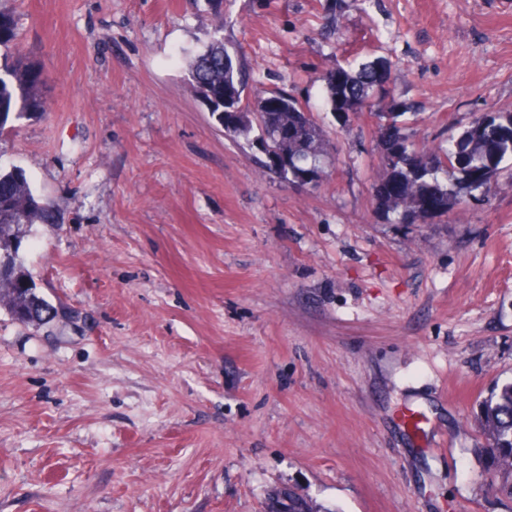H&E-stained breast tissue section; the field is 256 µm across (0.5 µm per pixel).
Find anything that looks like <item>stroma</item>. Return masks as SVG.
Instances as JSON below:
<instances>
[{"instance_id":"stroma-1","label":"stroma","mask_w":512,"mask_h":512,"mask_svg":"<svg viewBox=\"0 0 512 512\" xmlns=\"http://www.w3.org/2000/svg\"><path fill=\"white\" fill-rule=\"evenodd\" d=\"M48 112L0 136L56 223L21 248L64 314L0 312V512H512L477 416L512 378V170L388 223L368 113L315 76L383 59L412 140L512 111V0H224L255 94L310 103L317 185L217 131L187 85L203 0H0ZM427 423L417 436L402 413ZM288 487V500L284 504L281 498L282 489ZM262 505L272 509L287 507L288 512H341L338 508L317 503L308 495L301 493L293 485L282 486L271 490L265 497Z\"/></svg>"}]
</instances>
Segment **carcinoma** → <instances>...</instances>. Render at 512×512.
I'll return each instance as SVG.
<instances>
[{"label": "carcinoma", "mask_w": 512, "mask_h": 512, "mask_svg": "<svg viewBox=\"0 0 512 512\" xmlns=\"http://www.w3.org/2000/svg\"><path fill=\"white\" fill-rule=\"evenodd\" d=\"M207 26L203 48L188 61V86L195 98L209 102L210 118L234 142L253 148L260 141L277 149L288 168L279 173L292 182L303 172L324 173L322 129L312 110L285 91L251 95L249 77L234 53L224 44V0H207ZM387 62L374 59L356 66L333 64L320 75L328 111L342 121L367 111L377 118L376 135L385 176L374 194L392 224L416 222L429 216L463 210L482 203L490 190L488 177L500 175L502 164L512 162V111L487 121L477 118L441 146L419 148L406 132V107L389 90ZM46 81L42 66L27 61L19 50L14 15L0 8V134L9 120L21 121L47 110L41 94ZM55 223L50 201L36 195L26 177L0 169V310L24 325L44 327L55 308L38 291L20 255L22 242L36 224ZM481 423L489 441L490 468L496 495L512 499V380L496 385L481 407ZM271 490L263 504L288 512H340L314 501L288 486Z\"/></svg>", "instance_id": "1"}]
</instances>
